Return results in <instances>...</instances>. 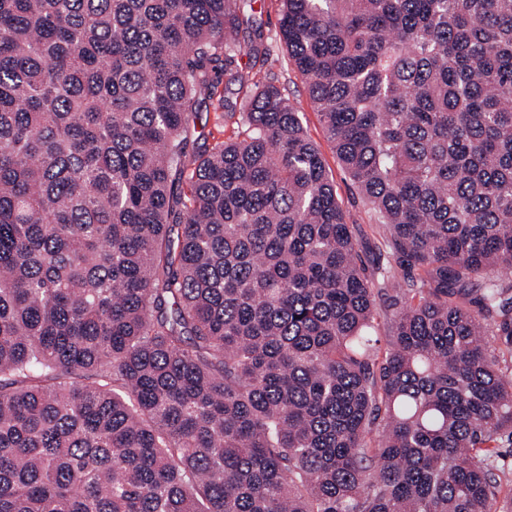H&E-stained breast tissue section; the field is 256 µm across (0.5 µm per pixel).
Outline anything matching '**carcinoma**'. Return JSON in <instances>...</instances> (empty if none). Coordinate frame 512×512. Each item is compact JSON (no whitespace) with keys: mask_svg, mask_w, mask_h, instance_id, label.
Segmentation results:
<instances>
[{"mask_svg":"<svg viewBox=\"0 0 512 512\" xmlns=\"http://www.w3.org/2000/svg\"><path fill=\"white\" fill-rule=\"evenodd\" d=\"M0 0V512H512V0ZM387 348L377 359L378 328ZM253 26L243 32L245 43L253 42L260 48L271 52L280 58L278 68L268 71L260 63L254 64V59L245 52L235 57L233 68L237 69L249 82L275 81L285 89L288 96L299 106L301 119L307 136L315 142L322 153L326 169L332 174L338 198L345 213L346 222L359 224L360 239L379 243L384 229L375 224V219L368 207L365 206L357 190L352 185L347 174L340 165L333 145L328 141L320 116L309 99L306 85L302 76L288 60V53L279 37V19L282 8L280 0H255ZM261 35L260 37L258 35ZM225 80L226 77L221 76L220 81L217 84L215 83L212 88V98L206 102L207 108L203 106L202 111L198 113L195 119L194 131L191 123L192 135L187 148L190 153L210 149L217 142L235 139L238 131H242L239 121V98L236 114L233 117L227 115V110L215 112L213 109V107H217L219 99L227 100L233 104L237 100L236 89L238 86H227Z\"/></svg>","mask_w":512,"mask_h":512,"instance_id":"1","label":"carcinoma"}]
</instances>
